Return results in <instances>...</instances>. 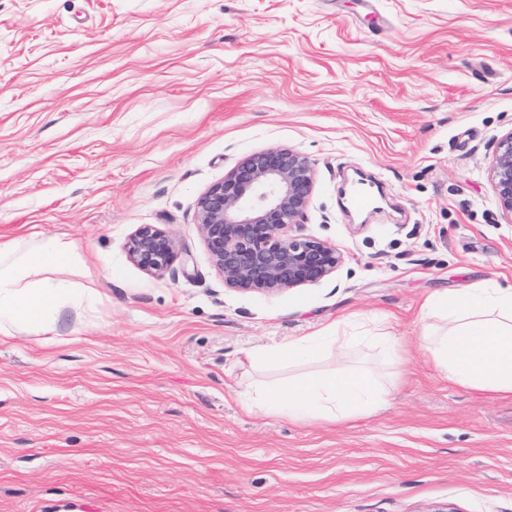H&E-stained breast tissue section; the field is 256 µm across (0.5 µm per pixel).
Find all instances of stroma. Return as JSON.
I'll list each match as a JSON object with an SVG mask.
<instances>
[{
	"label": "stroma",
	"instance_id": "stroma-1",
	"mask_svg": "<svg viewBox=\"0 0 512 512\" xmlns=\"http://www.w3.org/2000/svg\"><path fill=\"white\" fill-rule=\"evenodd\" d=\"M512 130V0H0V242L57 236L94 308L0 334V512H512V395L417 350L432 295L512 282L489 180ZM291 148L320 283L225 288L195 202ZM376 210L347 203L357 179ZM176 241L170 271L129 235ZM373 320L414 353L388 408L335 425L246 409L328 357L249 352ZM128 260L148 276L167 271L178 257L171 234L156 224H141L125 244Z\"/></svg>",
	"mask_w": 512,
	"mask_h": 512
}]
</instances>
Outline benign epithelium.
I'll return each mask as SVG.
<instances>
[{
	"label": "benign epithelium",
	"mask_w": 512,
	"mask_h": 512,
	"mask_svg": "<svg viewBox=\"0 0 512 512\" xmlns=\"http://www.w3.org/2000/svg\"><path fill=\"white\" fill-rule=\"evenodd\" d=\"M503 215L512 219V131L496 140L489 172ZM314 186L308 157L269 148L244 157L196 200V225L224 287L279 292L316 284L344 263L324 240L292 233ZM128 260L148 276L167 271L178 257L171 234L141 224L125 244Z\"/></svg>",
	"instance_id": "1"
}]
</instances>
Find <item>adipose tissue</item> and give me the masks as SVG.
<instances>
[{
    "label": "adipose tissue",
    "mask_w": 512,
    "mask_h": 512,
    "mask_svg": "<svg viewBox=\"0 0 512 512\" xmlns=\"http://www.w3.org/2000/svg\"><path fill=\"white\" fill-rule=\"evenodd\" d=\"M79 247L58 237H42L31 245L18 238L0 242V334L25 327L35 332L56 331L65 310L99 303V294L72 281L83 266ZM52 279H41L42 271ZM421 340L450 381L482 391L512 394V286L465 288L440 293L428 300ZM378 349L390 367L400 366L407 352L389 332L362 338L343 328L329 327L327 335L285 342L250 353L252 365L295 363L325 351L344 356L355 344ZM391 395L388 378L370 369L339 366L306 375L287 389L257 384L242 398L245 406L293 421L344 422L384 408Z\"/></svg>",
    "instance_id": "adipose-tissue-1"
}]
</instances>
